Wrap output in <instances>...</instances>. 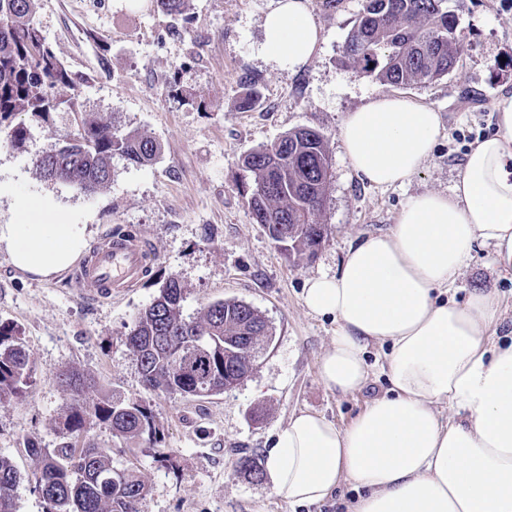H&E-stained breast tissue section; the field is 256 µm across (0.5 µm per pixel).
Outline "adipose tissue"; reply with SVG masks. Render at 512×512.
I'll list each match as a JSON object with an SVG mask.
<instances>
[{"instance_id": "ef3b65f1", "label": "adipose tissue", "mask_w": 512, "mask_h": 512, "mask_svg": "<svg viewBox=\"0 0 512 512\" xmlns=\"http://www.w3.org/2000/svg\"><path fill=\"white\" fill-rule=\"evenodd\" d=\"M322 40L311 0H271L259 45L273 67L298 72ZM498 132L465 156L450 192L404 202L389 232L357 241L334 276L308 278L303 301L332 318L336 335L319 359L325 387L362 390L365 351L387 347L390 388L344 428L299 412L267 453L275 496L292 506L325 501L343 483L347 512H512V342L490 336L498 297L454 298L475 243L512 267V97L495 107ZM439 113L379 95L343 119L339 136L353 172L386 188L409 182L441 133ZM15 269L37 279L67 271L87 247L80 225L42 200H25L0 224ZM457 415L442 420L441 407Z\"/></svg>"}]
</instances>
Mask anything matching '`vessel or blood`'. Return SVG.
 <instances>
[{
	"mask_svg": "<svg viewBox=\"0 0 512 512\" xmlns=\"http://www.w3.org/2000/svg\"><path fill=\"white\" fill-rule=\"evenodd\" d=\"M147 266L148 253L137 236H109L80 263L77 280L85 298L108 299L138 282Z\"/></svg>",
	"mask_w": 512,
	"mask_h": 512,
	"instance_id": "1",
	"label": "vessel or blood"
}]
</instances>
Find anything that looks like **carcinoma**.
<instances>
[{
  "label": "carcinoma",
  "instance_id": "cac0c4a2",
  "mask_svg": "<svg viewBox=\"0 0 512 512\" xmlns=\"http://www.w3.org/2000/svg\"><path fill=\"white\" fill-rule=\"evenodd\" d=\"M446 0H365L350 30L341 63L361 69L383 85L408 86L437 81L456 68L464 36ZM72 85L35 21L32 0H0V129L11 143L25 140L27 128L13 123L18 114L44 119L59 101L54 89ZM158 143L138 131L120 132L94 119L54 152L36 160L47 180L64 181L94 192L112 181V156L136 164L154 159ZM253 173L245 194L255 223L288 257H312L326 234L315 217L326 206L330 161L325 136L311 127L284 133L276 142L248 152L242 160ZM184 289L169 279L155 301L139 313L126 344L133 351L143 385L170 394L206 398L253 367L260 338L270 336L265 318L242 301L209 304L202 316L183 313ZM30 379L29 358L17 330L0 323V400L21 397ZM70 397L59 429L67 440L56 448L27 444L39 467L27 477L45 512H138L147 489L133 469L118 471L112 456L91 444L77 447L91 422L111 426L134 439L157 433L153 417L139 403L105 396L93 406L79 396L91 385L78 371L63 374ZM21 473L0 455V512H16L14 491Z\"/></svg>",
  "mask_w": 512,
  "mask_h": 512
}]
</instances>
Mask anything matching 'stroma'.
Segmentation results:
<instances>
[{"label":"stroma","instance_id":"obj_1","mask_svg":"<svg viewBox=\"0 0 512 512\" xmlns=\"http://www.w3.org/2000/svg\"><path fill=\"white\" fill-rule=\"evenodd\" d=\"M324 33L299 73L271 68L259 56L270 0H186L188 25L177 24L154 0H33L35 19L76 84L56 91L62 103L46 119L29 122L23 144L0 132V224L13 223L22 198L50 200L69 223L84 227L88 245L115 228L137 235L150 253L149 271L108 300L81 298L70 273L48 280L16 270L0 251V322L15 326L31 367L24 397L0 401V455L22 473L38 466L26 446L61 441L58 418L67 395L65 371L91 376L82 399L105 394L147 405L156 440L125 439L97 423L88 440L111 449L115 468H136L147 492L139 512H344L351 485L323 503L302 508L276 497L267 479L237 470L242 456L265 461L276 432L306 410L347 426L389 385L369 348L368 384L353 394L327 389L318 360L336 334L332 319L312 315L303 302L308 277L333 276L352 244L388 232L408 195L449 191L473 142L497 131L495 103L512 95V0H448L465 35L456 70L402 93L440 112L442 130L430 160L406 185L369 186L350 169L339 138L344 116L377 93L390 94L360 69L341 64L345 40L364 0L335 7L311 0ZM255 80L259 99L239 105L242 85ZM181 97H174L173 89ZM122 131H139L161 146L143 165L112 158V181L88 194L44 180L36 159L78 132L85 115ZM312 127L326 136L331 159L328 200L318 214L327 228L311 258H288L254 223L243 192L254 177L242 166L250 150L282 134ZM185 289L186 315L211 302H245L267 320L272 339L253 371L234 389L205 399L144 388L125 338L138 314L169 278ZM455 295L482 288L501 298L497 337L512 338V271L491 263L478 244Z\"/></svg>","mask_w":512,"mask_h":512}]
</instances>
